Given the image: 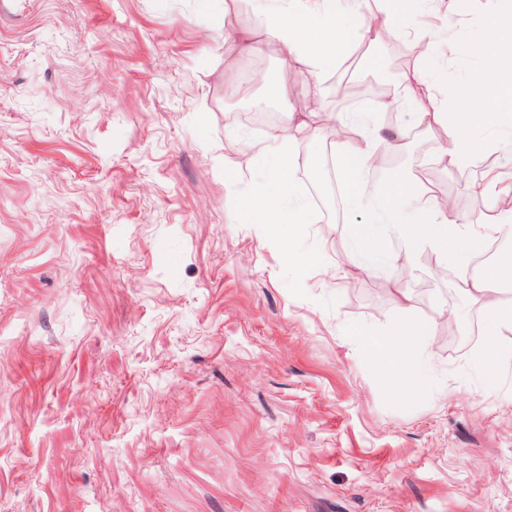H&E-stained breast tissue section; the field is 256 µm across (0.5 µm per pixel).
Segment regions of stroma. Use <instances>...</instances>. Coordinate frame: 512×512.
Returning a JSON list of instances; mask_svg holds the SVG:
<instances>
[{
    "instance_id": "stroma-1",
    "label": "stroma",
    "mask_w": 512,
    "mask_h": 512,
    "mask_svg": "<svg viewBox=\"0 0 512 512\" xmlns=\"http://www.w3.org/2000/svg\"><path fill=\"white\" fill-rule=\"evenodd\" d=\"M495 9L441 0L423 31L399 13L360 80L418 69L455 104ZM230 17L266 51L244 98L224 92L247 60ZM416 35L430 55L396 63ZM268 43L258 0H0V512H512V358L487 383V338L430 319L483 316L458 292L466 267L437 259L433 281L387 233L372 247L392 263L361 268L352 229L384 206L377 178L340 223L312 208L294 251L318 266L242 223L267 163L245 165L266 131L239 115L278 107L275 77L302 69ZM315 110L390 127L328 84ZM399 118L394 166L430 193L485 178ZM426 320L410 389L350 334Z\"/></svg>"
}]
</instances>
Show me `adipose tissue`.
Here are the masks:
<instances>
[{
    "label": "adipose tissue",
    "instance_id": "1",
    "mask_svg": "<svg viewBox=\"0 0 512 512\" xmlns=\"http://www.w3.org/2000/svg\"><path fill=\"white\" fill-rule=\"evenodd\" d=\"M406 2L384 0L383 9L371 11L364 9L363 0H287L284 11L267 14V32L286 54L298 57L307 72L317 76L335 66L352 36L383 44L385 36L394 34L395 18ZM496 2V12L477 44L482 67L463 94L462 108L450 111L438 106L416 71L405 73L395 90L396 99L410 100L427 131L445 134L446 155L452 164L474 158L479 152V145L470 137L473 128L496 132L501 142L512 144V0ZM289 140L287 128L275 127L257 144L259 154L273 158L272 174L241 205L244 223L256 225L261 235L285 247L290 244L292 231L306 221L303 209L285 205L293 195ZM382 145L395 151L405 149L407 135L403 127L393 126L384 134L366 131L358 141L338 146L345 197L351 205H361L364 178ZM412 188L407 176H392L382 189L387 207L372 222L356 225L354 240L362 244L382 231L395 230L402 237L406 256L425 249L441 253L449 248L461 261L479 252L488 234L512 239V208L501 207L502 201H512V182L491 175L478 187V194L489 202L480 230L459 225L456 214L435 203L424 205L412 220H405L397 201ZM506 286H512V259L487 265L478 277L465 283L466 297L480 303L489 315L488 335H498L503 329L512 331V301L502 297ZM352 334L381 374L401 371L406 387H413L411 370L418 362L417 347L429 334L428 325L396 327L382 335L356 327Z\"/></svg>",
    "mask_w": 512,
    "mask_h": 512
}]
</instances>
